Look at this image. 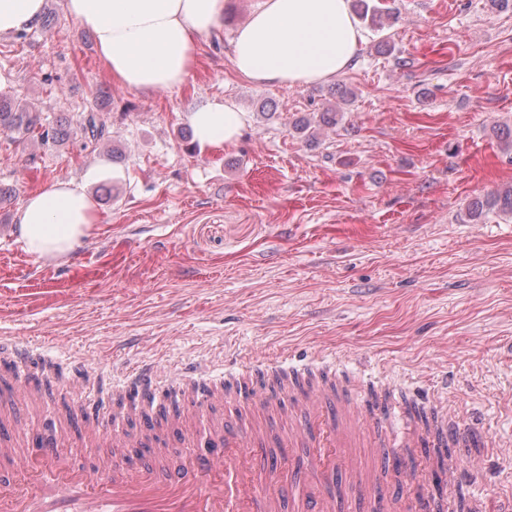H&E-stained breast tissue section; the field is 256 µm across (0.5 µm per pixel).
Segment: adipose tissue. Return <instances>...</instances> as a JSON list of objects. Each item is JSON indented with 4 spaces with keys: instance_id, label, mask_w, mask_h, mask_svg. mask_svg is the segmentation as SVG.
I'll list each match as a JSON object with an SVG mask.
<instances>
[{
    "instance_id": "obj_1",
    "label": "adipose tissue",
    "mask_w": 512,
    "mask_h": 512,
    "mask_svg": "<svg viewBox=\"0 0 512 512\" xmlns=\"http://www.w3.org/2000/svg\"><path fill=\"white\" fill-rule=\"evenodd\" d=\"M228 0H67L70 15L96 41L101 60L120 86L172 90L193 70L201 37L224 28ZM363 40L350 0H255L236 31L235 73L259 86L298 87L345 72ZM200 144L232 145L246 124L228 101L189 114ZM98 213L84 183L54 181L30 194L18 215L26 253L56 260L89 235Z\"/></svg>"
}]
</instances>
